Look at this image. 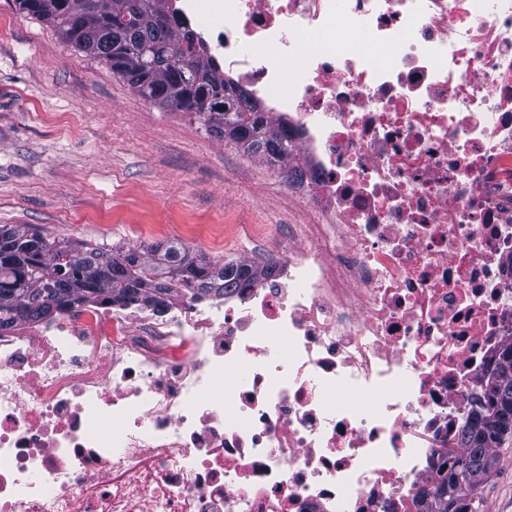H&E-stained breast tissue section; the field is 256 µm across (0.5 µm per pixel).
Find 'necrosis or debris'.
Instances as JSON below:
<instances>
[{
	"instance_id": "1",
	"label": "necrosis or debris",
	"mask_w": 512,
	"mask_h": 512,
	"mask_svg": "<svg viewBox=\"0 0 512 512\" xmlns=\"http://www.w3.org/2000/svg\"><path fill=\"white\" fill-rule=\"evenodd\" d=\"M197 2L302 206L248 287L0 332V512H413L512 346V0Z\"/></svg>"
}]
</instances>
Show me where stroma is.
Listing matches in <instances>:
<instances>
[{"instance_id": "35a3bbf8", "label": "stroma", "mask_w": 512, "mask_h": 512, "mask_svg": "<svg viewBox=\"0 0 512 512\" xmlns=\"http://www.w3.org/2000/svg\"><path fill=\"white\" fill-rule=\"evenodd\" d=\"M287 221L273 167L0 0V226L116 251L178 242L225 262L262 252ZM496 454L478 512H512V445Z\"/></svg>"}]
</instances>
